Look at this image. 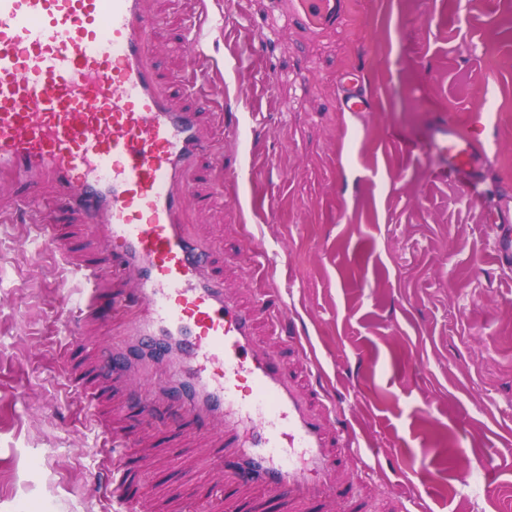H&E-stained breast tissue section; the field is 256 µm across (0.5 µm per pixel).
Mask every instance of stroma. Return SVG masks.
Returning <instances> with one entry per match:
<instances>
[{
    "label": "stroma",
    "mask_w": 512,
    "mask_h": 512,
    "mask_svg": "<svg viewBox=\"0 0 512 512\" xmlns=\"http://www.w3.org/2000/svg\"><path fill=\"white\" fill-rule=\"evenodd\" d=\"M154 63L177 102L216 104L189 175L223 196L183 220L224 287L255 310L260 346L287 364L330 428L362 432L364 462L329 454L367 512H512V264L485 215L512 211V6L507 0H344L332 28L291 0H147ZM201 29V54L178 44ZM359 70L370 112H343L336 76ZM237 133L225 127L226 113ZM481 130L482 178L439 176L435 121ZM0 176V512H224L217 434L161 406L143 421L130 380L86 410L73 374L120 345L137 306L99 308L74 268L112 274L102 239L60 227L69 253L34 254ZM268 294L278 308L255 309ZM90 314L70 319L62 297ZM131 429V447L110 432Z\"/></svg>",
    "instance_id": "1"
}]
</instances>
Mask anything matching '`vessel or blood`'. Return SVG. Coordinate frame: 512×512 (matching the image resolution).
<instances>
[{
    "instance_id": "vessel-or-blood-1",
    "label": "vessel or blood",
    "mask_w": 512,
    "mask_h": 512,
    "mask_svg": "<svg viewBox=\"0 0 512 512\" xmlns=\"http://www.w3.org/2000/svg\"><path fill=\"white\" fill-rule=\"evenodd\" d=\"M313 14L335 26L339 0H319ZM152 28L145 0H0V173L50 181L60 210L111 244L129 289L109 304L138 302L145 313L109 372L127 376L136 355L163 356L160 342L176 338L193 369L173 363L162 386L185 391L186 420L223 423L216 467L314 512L352 486L331 471L324 419L257 345L252 312L225 295L181 224L188 205H207L184 174L208 147L210 106L180 110L161 91ZM337 84L342 111H373L356 70ZM427 147L444 158V175L478 176L477 133L442 119Z\"/></svg>"
}]
</instances>
